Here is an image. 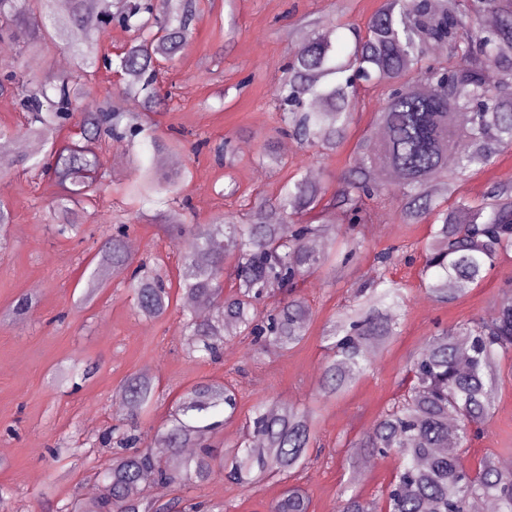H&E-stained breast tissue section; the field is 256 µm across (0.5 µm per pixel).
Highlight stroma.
I'll return each instance as SVG.
<instances>
[{"label": "stroma", "instance_id": "1", "mask_svg": "<svg viewBox=\"0 0 512 512\" xmlns=\"http://www.w3.org/2000/svg\"><path fill=\"white\" fill-rule=\"evenodd\" d=\"M383 0H236V37L226 42L228 28L224 0H198L197 18L186 53L166 63L163 82L171 99L153 115L158 132L181 131L184 144L175 150L180 169L188 170L182 192L199 218L234 207L224 197L226 177L241 191L272 197L295 170L314 171L326 193H333L340 175L353 166L355 137L369 130L372 113L386 92L378 87L363 97L353 131L336 153L311 156L302 147L286 153V168H261L256 157L266 144L282 148L285 136L276 133L275 102L287 53L296 42L300 18L319 20L323 29L350 39L352 28H365ZM58 44H42L18 53L0 49V69L13 63L38 73L43 80L58 74L65 57ZM232 139L235 166L224 172L208 153L193 154L200 139ZM130 147L108 146L106 177L93 207L82 215L85 232L76 238L56 235L48 213L53 188L37 171L15 169L4 175L9 186L0 196L12 212V221L0 228V485L12 491V512H45V502L60 506L71 498H86L97 489L96 472L107 458L105 449L85 453L83 446L107 426L121 420L113 408L121 381L130 374L150 372L160 400L148 420L160 426L174 400L202 379L236 383L239 419L225 424L210 441L222 448L241 439V418L260 401L267 406L291 403L318 410L317 446L293 481L311 500L310 512H334L340 495L380 496L395 473L397 457L373 458L352 475L349 463L360 439L406 384L409 358L437 328L489 313L499 288L512 281V252L502 256L488 279L450 305L430 299L418 275L425 224H401L390 205L375 206L370 223L359 227L360 258L337 269L335 275L311 277L302 292L313 316L305 340L286 352L254 354L246 342L233 341L220 362L188 359L182 305H174L161 320L138 315L131 295L110 283L88 307L76 301L87 276L86 264L103 241L107 225L127 223L136 240L137 257H155L165 263L169 278L178 274L177 243L159 227L163 203H148L144 219H136L135 205L113 194L112 184L131 173ZM398 248L400 260L391 276L404 287L407 303L401 332L379 347L366 372L344 394L333 399L320 395V367L325 356L323 325L336 318L348 303L351 288L366 279L377 252ZM30 295L36 301L24 318L9 314L16 299ZM93 366L94 372L78 390L53 385L52 379L74 367ZM499 405L483 436L469 451L470 462L484 456L512 458V360L503 359ZM74 449L75 455L56 460L54 448ZM282 490L271 479L255 488L225 482L221 473L193 489L196 500L220 506L223 512H268Z\"/></svg>", "mask_w": 512, "mask_h": 512}]
</instances>
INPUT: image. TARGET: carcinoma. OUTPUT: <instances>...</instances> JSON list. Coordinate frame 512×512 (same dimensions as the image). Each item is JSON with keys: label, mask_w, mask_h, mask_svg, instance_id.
<instances>
[{"label": "carcinoma", "mask_w": 512, "mask_h": 512, "mask_svg": "<svg viewBox=\"0 0 512 512\" xmlns=\"http://www.w3.org/2000/svg\"><path fill=\"white\" fill-rule=\"evenodd\" d=\"M70 2L61 13L57 0H0V40L49 39L66 45L74 62L49 83L21 68L0 79V93L21 89L23 135L49 146L41 157H0V173L25 167L49 176L55 187L51 219L59 233L78 235L80 213L93 204L105 175L106 141H148L156 154L177 148L156 135L148 118L169 99L158 64L185 52L197 6L196 0H116L108 14L106 0L96 8L89 0ZM486 12L496 15L494 25L483 24ZM32 13L52 19L51 29L23 31ZM109 20L131 34L107 67L123 75L121 91L135 112L110 111L85 95ZM432 45L445 47L446 55L431 58ZM491 72H512V0H384L365 32L354 33L348 44L318 25L303 30L278 90V132L324 155L349 140L361 91L388 86L374 110L384 139L366 135L359 141L355 165L330 198L304 176L287 179L273 199L240 196L231 178L224 196H238L239 208L189 224L190 200L181 195L186 175L162 173L132 154L135 178L113 191L139 205L161 195L174 201L162 228L182 243L178 294L212 306L206 319L183 312L186 356L219 361L224 345L236 337L260 352L298 346L312 319L298 285L351 261L359 249L351 232L371 220V202L385 193L400 223L430 225L420 277L434 301L454 302L481 287L501 255L512 250V185L492 184L478 202L458 192L467 177L512 151V90L490 80ZM71 122L80 128V139L59 142L60 129ZM199 147L232 167L230 142L204 140ZM257 163L271 170L284 166L271 147L259 153ZM333 223L345 230L314 247L318 238L334 233ZM127 236V225L111 228L80 301L91 302L107 287L110 271L132 292L137 313L158 319L174 301L172 282L158 265L129 253ZM375 261L347 312L324 329V397L345 392L365 371L369 346L400 334L403 292L388 277L394 251L378 253ZM509 354L511 283L500 290L488 317L439 331L413 356V384L354 444L369 457L402 459L385 497L341 496L336 512H470L476 498L491 500L497 512H512V471L490 458L474 469L467 464L473 440L495 413L501 361ZM120 395L128 416L96 440L109 457L98 473L90 512H198L184 492L206 482L215 469L243 488L274 477L287 480L305 464L315 439V409L288 405L273 412L258 403L245 417L241 442L225 451L211 448L209 435L238 413L236 389L224 382L191 386L152 434L141 429L159 398L152 377L128 376ZM154 485L181 495L158 505L145 494ZM309 509L306 492L292 484L269 512Z\"/></svg>", "instance_id": "obj_1"}]
</instances>
